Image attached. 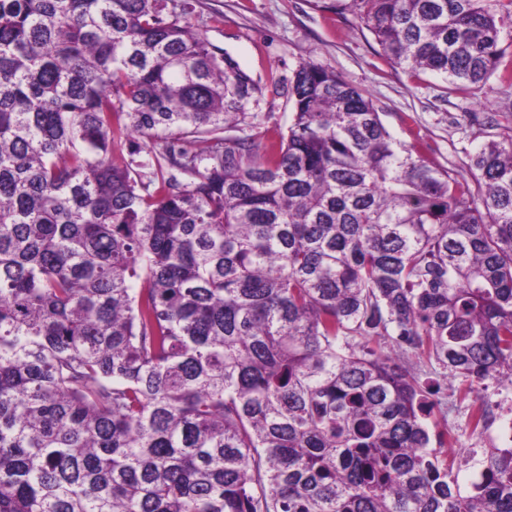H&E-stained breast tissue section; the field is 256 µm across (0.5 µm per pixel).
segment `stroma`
Segmentation results:
<instances>
[{
  "label": "stroma",
  "mask_w": 512,
  "mask_h": 512,
  "mask_svg": "<svg viewBox=\"0 0 512 512\" xmlns=\"http://www.w3.org/2000/svg\"><path fill=\"white\" fill-rule=\"evenodd\" d=\"M193 23L259 80L254 110L264 138L277 139L291 119L286 94L272 80L288 83L305 61L334 70L373 101L384 125L401 143L416 146L433 166L461 169L467 152L488 140L512 138V86L490 77L469 92L439 75H411L390 61L371 32L350 12L315 8L313 0H192ZM449 428L457 435L449 461L462 489L478 478L481 450L472 447L465 402L454 387L440 394Z\"/></svg>",
  "instance_id": "1"
}]
</instances>
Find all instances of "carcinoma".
<instances>
[{
    "label": "carcinoma",
    "instance_id": "1",
    "mask_svg": "<svg viewBox=\"0 0 512 512\" xmlns=\"http://www.w3.org/2000/svg\"><path fill=\"white\" fill-rule=\"evenodd\" d=\"M316 7L512 83V0ZM192 13L0 0V512H512V446L465 492L437 420L512 382V140L432 167L305 62L264 142Z\"/></svg>",
    "mask_w": 512,
    "mask_h": 512
}]
</instances>
